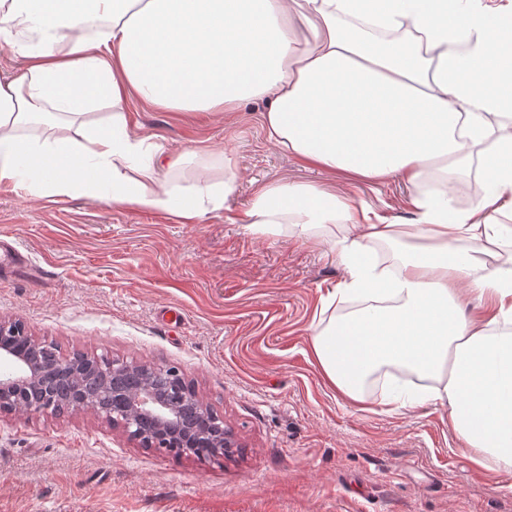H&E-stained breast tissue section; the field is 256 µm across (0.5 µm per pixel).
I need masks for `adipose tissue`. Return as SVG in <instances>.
I'll list each match as a JSON object with an SVG mask.
<instances>
[{"label": "adipose tissue", "mask_w": 512, "mask_h": 512, "mask_svg": "<svg viewBox=\"0 0 512 512\" xmlns=\"http://www.w3.org/2000/svg\"><path fill=\"white\" fill-rule=\"evenodd\" d=\"M0 188L154 209L216 210L249 232L329 237L347 270L325 306L358 299L311 338L329 385L369 402L385 367L415 376L390 402L447 410L481 466L512 471V9L465 0H0ZM228 112L263 102L269 141L324 170L412 185L407 224L343 195L275 184L227 207L236 173L172 185L179 160L136 135L132 101ZM110 116L91 120L92 111ZM480 155L485 195L428 191L431 170ZM378 243L402 250L381 267ZM494 312H467L470 298Z\"/></svg>", "instance_id": "adipose-tissue-1"}]
</instances>
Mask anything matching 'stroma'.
I'll list each match as a JSON object with an SVG mask.
<instances>
[{
	"mask_svg": "<svg viewBox=\"0 0 512 512\" xmlns=\"http://www.w3.org/2000/svg\"><path fill=\"white\" fill-rule=\"evenodd\" d=\"M261 103L220 115L140 101L138 134L187 154L174 185L232 158L234 208L272 184L342 193L409 221L412 186L314 168L266 138ZM455 198L482 187L478 161L435 172ZM35 278L0 280V315L94 356L175 366L236 435L221 457L174 456L92 415L0 416V512H512V473L475 464L446 411L373 402L358 409L310 355L322 298L346 271L327 244L260 235L216 211L198 224L85 197L0 191V236Z\"/></svg>",
	"mask_w": 512,
	"mask_h": 512,
	"instance_id": "obj_1",
	"label": "stroma"
}]
</instances>
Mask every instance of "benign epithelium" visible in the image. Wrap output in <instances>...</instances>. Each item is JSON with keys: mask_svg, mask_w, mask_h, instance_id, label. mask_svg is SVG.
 <instances>
[{"mask_svg": "<svg viewBox=\"0 0 512 512\" xmlns=\"http://www.w3.org/2000/svg\"><path fill=\"white\" fill-rule=\"evenodd\" d=\"M26 325L15 318L0 316V413H44L62 416L85 412L98 413L106 422L118 427L127 438L143 448H166L176 440L185 453L199 447L209 449L210 456L224 455V449L236 448L233 433L217 434L209 405L195 398L193 417H183L180 386L164 389L153 377L178 374L172 367L112 360L107 364L104 387L112 400V412L97 410L88 400L79 382L78 363L63 369L62 359L53 355L44 362L34 354L38 342L29 338L28 348L19 349L4 341L7 336H26Z\"/></svg>", "mask_w": 512, "mask_h": 512, "instance_id": "benign-epithelium-1", "label": "benign epithelium"}]
</instances>
